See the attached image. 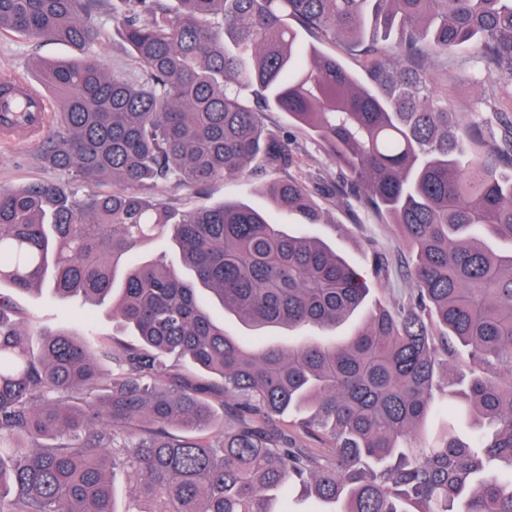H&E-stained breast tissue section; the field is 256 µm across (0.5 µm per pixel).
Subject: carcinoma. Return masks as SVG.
<instances>
[{"instance_id":"1","label":"carcinoma","mask_w":512,"mask_h":512,"mask_svg":"<svg viewBox=\"0 0 512 512\" xmlns=\"http://www.w3.org/2000/svg\"><path fill=\"white\" fill-rule=\"evenodd\" d=\"M96 3L0 0V32L85 51L32 63L47 100L40 159L69 182L0 190V286L48 282L112 309L138 342L37 329L0 292V512H288L294 483L330 512H512V141L486 137L482 97L457 126L446 91L448 53L470 44L464 83L512 81V0H118L138 82L95 53ZM304 32L341 42L357 69ZM266 108L321 143L413 255L411 292L374 304L343 341L312 331L354 315L370 288L308 230L324 218L305 185L260 189L302 218L294 235L244 201L183 212L148 193L256 160L288 172L293 144L265 133ZM99 179L112 193L72 187ZM167 236L190 276L128 261ZM212 302L301 339L247 344ZM445 391L470 433L448 424L426 443ZM287 411L326 431L332 454L283 429Z\"/></svg>"}]
</instances>
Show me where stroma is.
<instances>
[{"label":"stroma","mask_w":512,"mask_h":512,"mask_svg":"<svg viewBox=\"0 0 512 512\" xmlns=\"http://www.w3.org/2000/svg\"><path fill=\"white\" fill-rule=\"evenodd\" d=\"M111 14L112 8L108 5L92 14L103 30L95 50L109 72L128 78L141 77L140 65L122 48V38ZM79 55V49L64 43L29 40L10 32L0 33V75L24 74L35 59L70 61ZM264 126L266 132L289 136L299 154V164L293 168L292 174L314 193L315 201L326 218L325 223L313 226V234L365 275L372 288V299L389 303L408 293L412 283L404 274L403 264L409 257V250L401 241L396 227L364 212L349 192L350 182L344 171L317 141L292 126L286 113H265ZM274 177V172L267 168H254L244 176L200 187L162 181L152 193L183 211L203 204L245 201L268 210L271 220L284 225L288 232H297L299 226L295 218L271 210L269 202L257 193L259 187ZM64 178V173L42 164L36 145L17 144L0 138V189L17 188L35 180L60 182ZM378 254L387 256L391 263L389 280H379L374 274V257ZM16 301L37 328L67 331L81 340L92 331L112 338L117 345L133 340L111 310L97 307L92 316H85L76 302L51 296L49 288L17 294Z\"/></svg>","instance_id":"1"}]
</instances>
